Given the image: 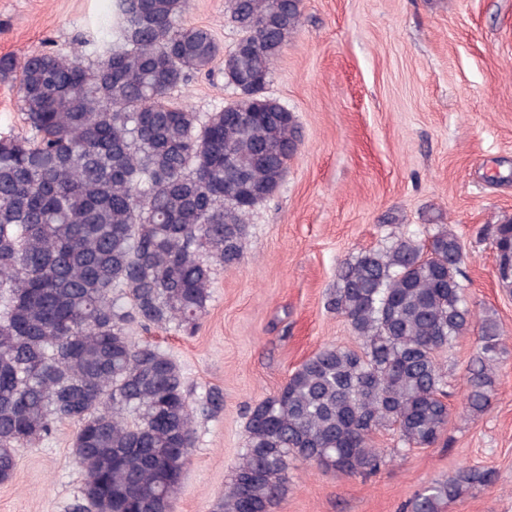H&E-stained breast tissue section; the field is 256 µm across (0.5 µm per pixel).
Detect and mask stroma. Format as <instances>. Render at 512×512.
I'll return each mask as SVG.
<instances>
[{"label": "stroma", "mask_w": 512, "mask_h": 512, "mask_svg": "<svg viewBox=\"0 0 512 512\" xmlns=\"http://www.w3.org/2000/svg\"><path fill=\"white\" fill-rule=\"evenodd\" d=\"M225 2L190 0L182 21L210 28L226 52L239 33ZM111 5L0 0V55L75 50L96 62ZM265 93L293 112L300 145L276 193L248 215L241 262L214 266L194 332L128 328L172 355L194 411L195 444L171 512H213L246 448L249 408L322 347H359L328 305L341 266L445 229L465 245L461 283L474 311L502 333L487 411L465 410L472 331L439 355L450 415L436 445L410 450L395 430L377 432L385 462L365 475L291 459L275 512H404L462 466L494 470L495 481L440 512H512V290L498 281L492 238L512 219V0H303L302 25ZM238 95L217 64L170 98L204 116ZM212 390L223 395L215 412ZM76 431L62 422L18 449L0 512H74L84 482Z\"/></svg>", "instance_id": "stroma-1"}]
</instances>
